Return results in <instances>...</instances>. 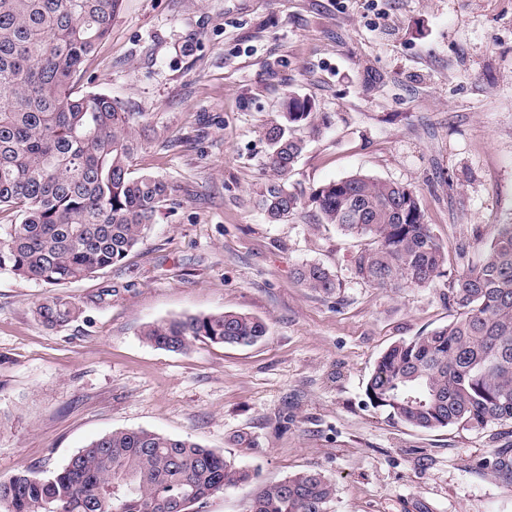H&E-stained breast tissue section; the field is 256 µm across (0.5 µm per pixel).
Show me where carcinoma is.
I'll return each instance as SVG.
<instances>
[{"label": "carcinoma", "mask_w": 512, "mask_h": 512, "mask_svg": "<svg viewBox=\"0 0 512 512\" xmlns=\"http://www.w3.org/2000/svg\"><path fill=\"white\" fill-rule=\"evenodd\" d=\"M120 0H0V272L52 286L33 309L48 328L83 307L62 286L90 279L144 239L180 187L131 161L139 148L131 113L111 96L78 89L82 65L109 33ZM312 106L290 98L266 128L268 165L258 205L272 222L295 214L301 194L288 174L314 125ZM318 221L366 239L349 259L353 279L373 288H425L447 257L415 192L354 174L309 197ZM298 279L332 294L338 276L305 263ZM453 319L389 347L365 394L394 422L427 432L484 430L512 422V222L496 225L478 264L448 288ZM266 324L244 313L189 315L152 323L145 339L172 352L196 341L250 346ZM252 473L186 437L112 431L47 474L0 479V512H194ZM335 489L316 470L257 488L247 512H333Z\"/></svg>", "instance_id": "cac0c4a2"}]
</instances>
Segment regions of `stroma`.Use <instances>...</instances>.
<instances>
[{"label": "stroma", "instance_id": "stroma-1", "mask_svg": "<svg viewBox=\"0 0 512 512\" xmlns=\"http://www.w3.org/2000/svg\"><path fill=\"white\" fill-rule=\"evenodd\" d=\"M81 86L135 113L133 171L181 193L134 253L67 285L84 313L64 328L33 316L48 285L0 274V479L145 429L257 472L202 512H246L254 486L306 470L334 485V512H512L511 422L421 432L365 395L381 353L451 320L449 281L512 218V0H122ZM292 96L331 126L300 128L289 184L360 173L414 189L448 256L431 286L352 279L359 239L314 207L268 220L265 127ZM307 262L340 290L306 288ZM224 311L266 336L179 353L142 336ZM297 275L307 288L319 293L332 294L341 286L338 276L320 264H302L297 269Z\"/></svg>", "mask_w": 512, "mask_h": 512}]
</instances>
